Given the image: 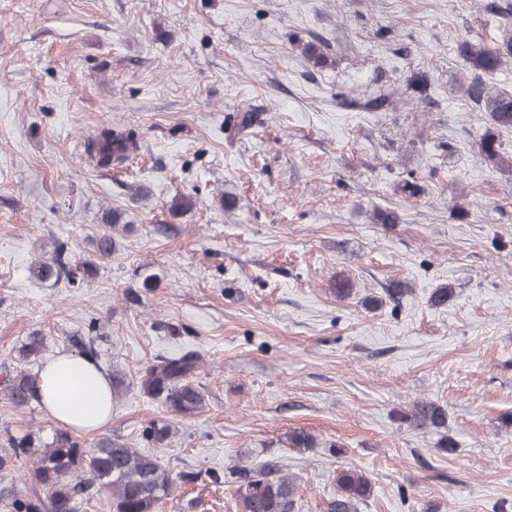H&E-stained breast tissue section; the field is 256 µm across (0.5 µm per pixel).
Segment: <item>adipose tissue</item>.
Listing matches in <instances>:
<instances>
[{"label": "adipose tissue", "mask_w": 512, "mask_h": 512, "mask_svg": "<svg viewBox=\"0 0 512 512\" xmlns=\"http://www.w3.org/2000/svg\"><path fill=\"white\" fill-rule=\"evenodd\" d=\"M39 404L49 418L69 430H100L112 417L109 378L86 354L59 355L41 372Z\"/></svg>", "instance_id": "ef3b65f1"}]
</instances>
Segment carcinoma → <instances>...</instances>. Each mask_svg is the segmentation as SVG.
I'll list each match as a JSON object with an SVG mask.
<instances>
[{"mask_svg":"<svg viewBox=\"0 0 512 512\" xmlns=\"http://www.w3.org/2000/svg\"><path fill=\"white\" fill-rule=\"evenodd\" d=\"M461 56L473 80L466 93L476 105L490 113L491 120L506 130L512 129V95H490L483 77L492 76L512 62V34L501 43L488 47L465 42ZM361 112H385L393 107L392 95L379 93L344 102ZM260 121L256 112H240L227 120V130L235 135ZM140 148L139 134L132 128L114 129L102 125L91 142V154L100 168L109 169L127 161ZM86 263L77 259L69 241L56 239L44 258L37 260L31 274L41 282L72 285ZM44 337L33 333L19 350L23 359L38 355ZM196 361L190 354L160 357L143 371L148 393L163 398L167 409L186 419L204 405L203 392L190 380ZM8 397L17 407H25L39 398L40 377L20 372L8 380ZM400 421L416 428H440L447 423L443 406L431 399H417ZM289 448L315 447V438L304 430L287 434ZM18 467L30 484L31 497H13L4 507L8 512H78L80 500L92 487L110 493L113 512H158L172 492V480L164 464L125 442L101 438L86 448L68 431H57L44 443L40 435L29 431L0 438V470ZM241 479L236 491L238 512H292L298 486L294 476L280 466L266 462L252 466L240 460L235 468ZM371 479L351 469L336 474V492L328 504L329 512H358L357 505L370 495Z\"/></svg>","mask_w":512,"mask_h":512,"instance_id":"1","label":"carcinoma"}]
</instances>
